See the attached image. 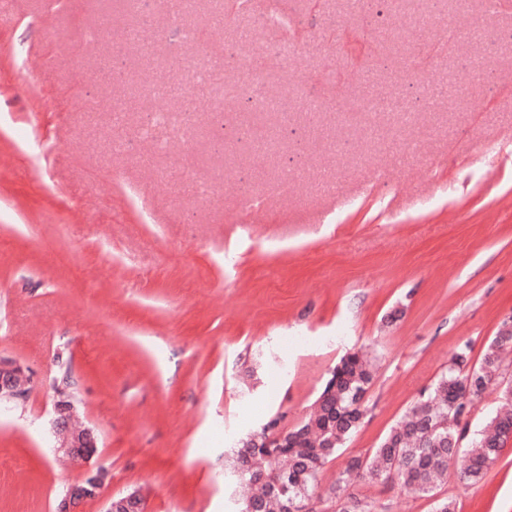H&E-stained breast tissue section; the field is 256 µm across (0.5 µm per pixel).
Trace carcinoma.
<instances>
[{"label": "carcinoma", "mask_w": 512, "mask_h": 512, "mask_svg": "<svg viewBox=\"0 0 512 512\" xmlns=\"http://www.w3.org/2000/svg\"><path fill=\"white\" fill-rule=\"evenodd\" d=\"M508 345H512V317L501 321L479 366H470V344L458 345L448 367L389 428L378 447L368 456L348 461L336 481L337 512H370L366 502L343 494L352 474L371 482L396 480L422 497H433L448 476V464L459 457L457 479L466 483L481 479L512 435V413L497 411L473 431L464 419L473 398L491 385L499 389L501 406L512 407V379L496 380L499 352ZM374 374L365 354L350 352L322 385L313 414L285 431L281 446L267 447L273 424L285 418L279 411L238 442L235 454L241 468L236 478L252 488L241 512H292L293 503L308 510L323 466L365 417V396ZM82 436L76 422L58 430L61 443L75 444Z\"/></svg>", "instance_id": "1"}]
</instances>
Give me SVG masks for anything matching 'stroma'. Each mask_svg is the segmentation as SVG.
Segmentation results:
<instances>
[{"mask_svg": "<svg viewBox=\"0 0 512 512\" xmlns=\"http://www.w3.org/2000/svg\"><path fill=\"white\" fill-rule=\"evenodd\" d=\"M14 2L0 0V366L21 367L29 391L0 413V512H56L96 473L100 496L71 512H108L128 495L141 512H239L232 446L270 412L301 423L331 368L360 350L377 368L366 418L324 465L313 503L336 512L330 487L347 462L378 446L458 344L480 362L512 316V155L483 150L512 143V12L473 9L483 40L456 38L423 86L369 35L392 30L390 0H286L297 45L263 65L271 94L316 75L354 97L366 63L406 115L368 137L352 112L281 123L274 165L302 175L284 191L234 120L246 100L194 112L185 140L164 128L146 139L148 99L126 101L106 77L184 85L188 62L238 55V18L215 24L210 0H192L176 26L147 0L150 48L123 50L118 0ZM105 19L110 39L57 48ZM479 58L488 111L430 105L424 87L445 89L449 68ZM186 154L213 187L207 199L179 175ZM257 187L254 215L242 197ZM61 398L90 431V460L57 451ZM349 491L375 512L434 510L396 483ZM438 494L457 512H512V440L483 480L451 476Z\"/></svg>", "mask_w": 512, "mask_h": 512, "instance_id": "stroma-1", "label": "stroma"}]
</instances>
